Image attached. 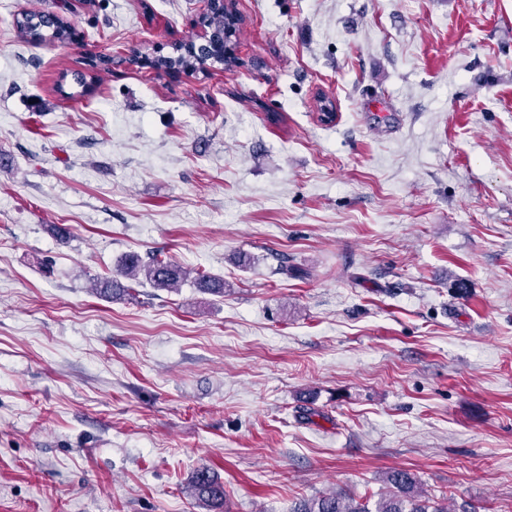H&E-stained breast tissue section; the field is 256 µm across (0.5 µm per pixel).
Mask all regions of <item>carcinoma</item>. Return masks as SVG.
<instances>
[{
    "label": "carcinoma",
    "mask_w": 512,
    "mask_h": 512,
    "mask_svg": "<svg viewBox=\"0 0 512 512\" xmlns=\"http://www.w3.org/2000/svg\"><path fill=\"white\" fill-rule=\"evenodd\" d=\"M229 24L228 17L222 6H210L207 8L203 25L215 32L224 31ZM17 30L20 35L26 37H43L42 29L52 30L54 38L64 37L67 27L63 21L51 13L26 15L17 20ZM213 59L223 61L219 55L212 53L206 46L192 51L189 55H179L175 58H160L155 62L158 68L183 67L194 68L203 65L204 61ZM120 276L129 280L143 279L155 288L173 289L180 286L187 279L189 272L178 263L169 258L150 257L143 259L137 254L125 257L120 269ZM196 285L213 294L224 295V280L208 275L199 274L195 278ZM127 291V286L117 279L102 281L100 292L111 299L122 298ZM384 482L389 486V491L380 498L375 508H369L366 499L355 500L345 493L320 495L305 500L298 505L294 512H448V508L422 498L415 491V481L412 475L401 469L388 472ZM191 486L195 498L202 504L212 508V512H218L224 505V484L214 476L209 469L202 467L193 476Z\"/></svg>",
    "instance_id": "1"
}]
</instances>
